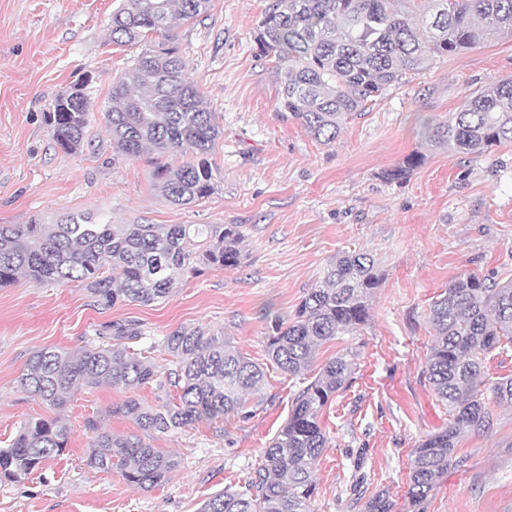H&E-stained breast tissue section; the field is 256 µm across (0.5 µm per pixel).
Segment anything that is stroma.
I'll return each mask as SVG.
<instances>
[{
    "label": "stroma",
    "mask_w": 512,
    "mask_h": 512,
    "mask_svg": "<svg viewBox=\"0 0 512 512\" xmlns=\"http://www.w3.org/2000/svg\"><path fill=\"white\" fill-rule=\"evenodd\" d=\"M269 2L211 0L196 21L147 38L178 47L188 80L223 130L213 154L220 188L175 205L156 186L162 158L122 156L105 128L112 79L142 50L110 40L120 0H0V224H52L90 210L114 224H238L244 234L240 267L204 269L146 306L95 307L78 282L36 285L21 276L0 288V443L31 418H59L70 428L62 456L25 480L0 482V512H198L211 494L244 484L300 386L299 377L266 364L269 317L292 313L326 265L352 251L374 257L382 284L367 323L315 352L319 367L353 348L357 369L322 412L329 443L309 512H363L384 490L394 512H407L411 451L450 420L422 373L436 339L428 306L464 273L512 279V146L459 158L432 148L422 129L447 121L476 89L512 77V39L408 73L326 145L277 116L281 78L256 57L253 42ZM88 73L90 131L81 149L67 153L44 114ZM415 150L423 164L404 179H387ZM115 322L139 324L144 337L134 347L156 361L165 356V336L198 326L267 367L250 418L204 420L150 437L178 466L149 491L119 471L87 467L86 424L139 435L131 418L112 414L113 405L130 395L152 407L175 403L176 388L150 383L129 395L86 387L56 410L20 383L34 351L78 350ZM491 410L488 430L462 435L457 453L466 462L449 466L424 512H512V407Z\"/></svg>",
    "instance_id": "obj_1"
}]
</instances>
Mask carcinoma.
Instances as JSON below:
<instances>
[{
	"label": "carcinoma",
	"mask_w": 512,
	"mask_h": 512,
	"mask_svg": "<svg viewBox=\"0 0 512 512\" xmlns=\"http://www.w3.org/2000/svg\"><path fill=\"white\" fill-rule=\"evenodd\" d=\"M211 0H122L112 13V43H138L150 33L206 13ZM498 38H512V0H271L254 31L257 56L284 74L277 116L293 120L330 144L347 122L362 113L408 71L460 54ZM176 46L161 43L142 51L133 65L112 78L105 127L126 157L145 151L174 156L192 150L191 160L156 171L164 198L189 204L218 188L212 154L221 130L201 92L184 77ZM86 75L56 97L45 123L65 152L82 148L90 127ZM426 140L451 154H480L512 144V78L472 92L446 122L424 125ZM424 162L414 151L387 172L402 179ZM239 224H110L88 211L67 213L54 224L0 225V287L25 276L33 284H84L94 303L151 304L171 296L186 274L201 267L241 263ZM382 275L366 253H342L324 268L291 316H277L267 336L268 359L299 375L312 366L315 350L366 323L369 300ZM437 340L423 373L448 407V427L412 449L409 507L420 512L448 466H462L461 435L488 429L492 412L481 389L483 358L501 342L512 344V280L496 283L475 273L458 276L429 308ZM115 340H136L135 323L112 325ZM175 367L158 365L124 345L89 344L77 351L44 348L33 353L22 384L60 409L84 387L131 391L165 380L181 389L179 403L142 405L134 398L112 407L146 433L166 434L203 420L251 415L264 368L248 360L230 340L201 327H184L165 338ZM351 347L328 360L295 394L288 419L261 456L244 489H224L204 500L199 512H307L315 491L312 474L327 448L320 425L324 407L348 387L357 368ZM495 401L512 405V377L491 386ZM94 433L86 466L109 471L142 490L164 482L178 466L172 456L139 438L114 435L89 422ZM69 429L59 420L31 418L0 448V480L18 482L68 447ZM383 493L365 512H393Z\"/></svg>",
	"instance_id": "cac0c4a2"
}]
</instances>
